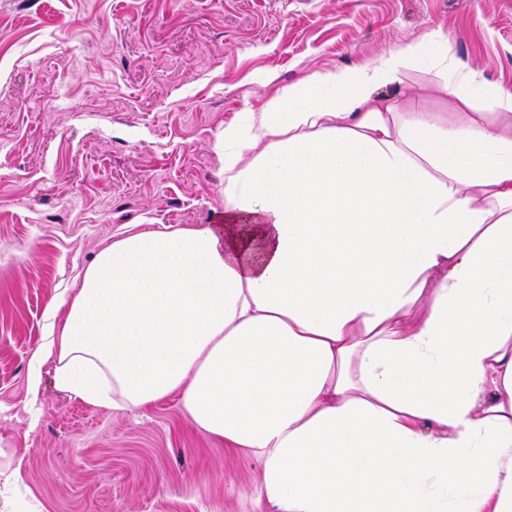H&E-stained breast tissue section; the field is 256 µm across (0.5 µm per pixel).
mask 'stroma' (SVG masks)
<instances>
[{
    "label": "stroma",
    "instance_id": "35a3bbf8",
    "mask_svg": "<svg viewBox=\"0 0 512 512\" xmlns=\"http://www.w3.org/2000/svg\"><path fill=\"white\" fill-rule=\"evenodd\" d=\"M438 28L512 86V0H0V512H270L177 397L95 408L34 354L115 236L217 223L226 124Z\"/></svg>",
    "mask_w": 512,
    "mask_h": 512
}]
</instances>
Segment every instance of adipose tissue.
<instances>
[{"label": "adipose tissue", "mask_w": 512, "mask_h": 512, "mask_svg": "<svg viewBox=\"0 0 512 512\" xmlns=\"http://www.w3.org/2000/svg\"><path fill=\"white\" fill-rule=\"evenodd\" d=\"M447 44L225 125L223 223L101 250L39 351L58 387L178 395L275 512H512V87ZM421 61L451 116L385 95Z\"/></svg>", "instance_id": "1"}]
</instances>
